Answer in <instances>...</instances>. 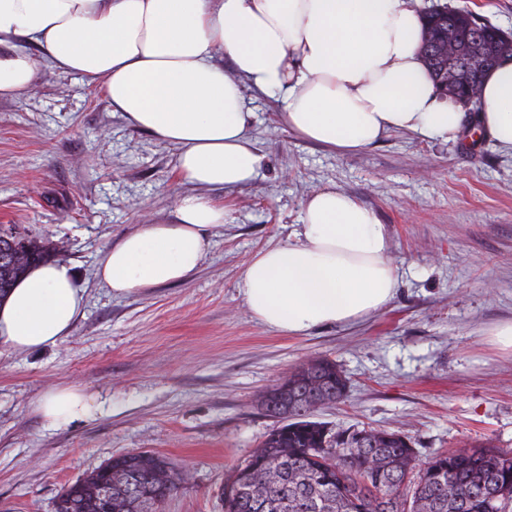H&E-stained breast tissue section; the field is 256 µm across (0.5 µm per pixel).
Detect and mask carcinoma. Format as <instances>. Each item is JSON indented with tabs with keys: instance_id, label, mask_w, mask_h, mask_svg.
I'll use <instances>...</instances> for the list:
<instances>
[{
	"instance_id": "cac0c4a2",
	"label": "carcinoma",
	"mask_w": 512,
	"mask_h": 512,
	"mask_svg": "<svg viewBox=\"0 0 512 512\" xmlns=\"http://www.w3.org/2000/svg\"><path fill=\"white\" fill-rule=\"evenodd\" d=\"M459 16L448 6L426 13L422 51L433 80L448 77L456 60L439 52L436 41ZM462 60L501 49L491 30L483 41L468 29L457 32ZM457 91L467 103L477 99L485 72L455 71ZM54 253L48 244L26 238L21 254L0 236V298L29 270ZM303 395L285 414L283 389ZM347 379L335 361L320 359L268 388L263 408L280 419L259 448L225 480L224 512H512V455L483 445L442 451L417 462L411 440L397 431L371 429L378 443L353 441L356 431L335 430L313 418V400L322 393L340 400ZM179 476L169 459L153 451L114 457L98 470L66 485L56 512H101L112 497L116 512H162L177 490ZM498 495L493 497L491 492Z\"/></svg>"
}]
</instances>
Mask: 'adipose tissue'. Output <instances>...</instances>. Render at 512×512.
I'll return each instance as SVG.
<instances>
[{
  "instance_id": "1",
  "label": "adipose tissue",
  "mask_w": 512,
  "mask_h": 512,
  "mask_svg": "<svg viewBox=\"0 0 512 512\" xmlns=\"http://www.w3.org/2000/svg\"><path fill=\"white\" fill-rule=\"evenodd\" d=\"M420 0H0V97L16 98L44 70L84 75L136 129L178 147L177 221L144 224L112 244L95 276L112 294L188 280L224 209L208 195L251 183L261 157L244 89L278 95L289 128L342 154L394 130L457 139L461 102L435 87L420 52ZM40 47L41 57L25 52ZM474 107L478 130L512 152V59L488 72ZM387 228L340 189L303 202L286 244L244 264L251 316L288 335L345 325L383 310L398 268ZM85 304L70 266L32 267L0 300V352L70 336ZM90 398L55 388L35 406L43 421L85 418Z\"/></svg>"
}]
</instances>
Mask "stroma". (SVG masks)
Returning <instances> with one entry per match:
<instances>
[{
    "label": "stroma",
    "mask_w": 512,
    "mask_h": 512,
    "mask_svg": "<svg viewBox=\"0 0 512 512\" xmlns=\"http://www.w3.org/2000/svg\"><path fill=\"white\" fill-rule=\"evenodd\" d=\"M245 95L258 176L211 191L224 225L188 281L129 296L112 295L95 267L140 225L176 223L177 196L193 190L176 148L75 73L0 97V225L50 240L85 290L63 342L0 354V512H54L64 486L140 450L182 475L164 512H224L226 476L275 425L262 394L318 358L348 380L315 412L330 427L402 432L422 461L477 444L512 453V353L492 338L512 321V154L467 131L450 142L394 131L341 155L283 124L275 95ZM334 187L386 225L395 297L304 335L257 323L238 288L244 262L287 242L304 200ZM71 384L92 395L91 414L48 427L35 405Z\"/></svg>",
    "instance_id": "35a3bbf8"
}]
</instances>
